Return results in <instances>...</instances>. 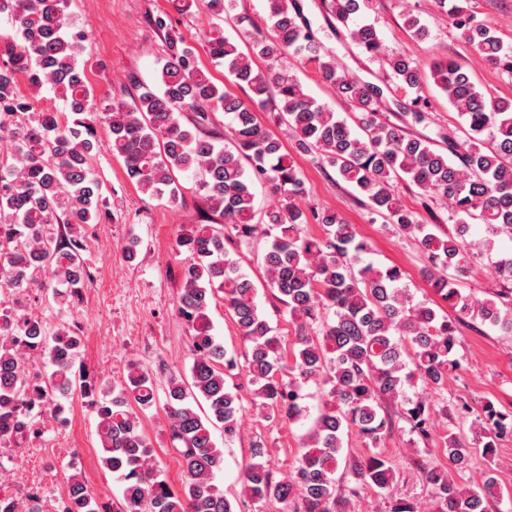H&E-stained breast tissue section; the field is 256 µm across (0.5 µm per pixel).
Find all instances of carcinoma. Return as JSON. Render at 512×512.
Wrapping results in <instances>:
<instances>
[{"label":"carcinoma","instance_id":"1","mask_svg":"<svg viewBox=\"0 0 512 512\" xmlns=\"http://www.w3.org/2000/svg\"><path fill=\"white\" fill-rule=\"evenodd\" d=\"M69 0H0L20 40H0V142L10 143V158L0 161V278L18 291L38 282L41 272L58 285L53 301L61 308L80 295L88 278L84 245L78 229L99 222L105 207L90 159L97 144V125L111 135L112 151L122 157L130 180L145 193L179 195L177 174H190L204 192L207 210L230 224L240 236L270 239L257 255L266 272V287L295 324V340L283 353L279 337L259 310L256 286L224 245V232L196 224L180 234L177 250L186 254L181 270L179 316L190 331L191 382L177 375L165 387L171 441L182 469V490H174L152 464V446L139 429L136 409L156 404L151 374L132 364L123 381L104 387L77 366L80 340L65 330L49 336L41 320L0 310V440L16 445L36 436L33 412L53 398L79 391L97 415L103 466L122 487L113 512H235L216 484L224 469V451L212 429L224 431V443L240 434L245 408L238 388L227 379L238 373L252 386V404L264 418L296 422L307 416L302 385L320 380L329 386L326 399L303 444L298 465L287 479L275 480L264 461L263 443L252 448L242 475L246 494L256 502L286 501L302 494L303 512H345L336 493V473L389 491L396 469L380 451L395 419L426 442L433 434L434 403L409 394L418 382L436 393L447 389L448 376L459 368L453 358L454 329L441 306L414 302L402 285L403 272L366 261L367 241L338 212L304 211L297 201L308 193L302 173L283 144L258 121L257 112L272 96L279 119L295 134V147L330 167L368 200L372 213L413 235L427 258L424 274L433 293L460 318L487 323L512 333V253L494 261L508 287L477 300L459 287L451 271L462 272L475 258L494 250V237L512 239V100L483 92L464 65L453 58L430 66L433 83L464 119V137L446 136L447 151L378 119L382 89L358 78L322 52L302 21L297 0H267L272 38L255 39L245 53L213 26L204 34L211 61L244 90L236 97L218 86L202 65L198 50L168 25L152 16L165 33L167 54L157 87L133 81L137 94L130 104L100 108L78 57L84 35L72 30ZM453 18L462 39L491 64L512 74V45L504 44L485 23L476 20L469 0H435ZM369 0H331L330 12L348 31L353 44L370 56L385 51L372 23H357ZM416 39L429 35L419 16L404 17ZM267 68L253 67V58ZM295 61L317 66L320 78L336 96L358 112L360 131L328 105L307 94L292 71ZM387 64L396 85L420 93V70L407 54L393 53ZM28 76L33 94L47 86L63 99L67 116L37 109L17 89V75ZM230 116V144L206 131L210 113ZM193 118L182 123L180 113ZM405 176L432 199L448 202L457 219L455 232L441 236L421 224L416 213L395 196L392 182ZM266 182L280 204L267 213L265 225L251 223L254 186ZM314 221L321 235L304 232ZM485 224L492 237L474 251L468 241L471 224ZM66 230L47 239L45 226ZM224 300L239 335L247 344L244 362L228 354L213 332L211 303ZM48 359L51 372L32 380L25 374L27 356ZM471 426L477 427L482 453L495 454L497 443L512 434V421L489 403ZM355 431L366 454L342 457L344 431ZM448 461L462 471L471 451L457 436H448ZM441 503L440 512H487L496 496V480L462 486L438 464L421 465ZM0 512H43L38 495L26 501L0 498ZM59 512H100L80 471L68 477Z\"/></svg>","mask_w":512,"mask_h":512}]
</instances>
